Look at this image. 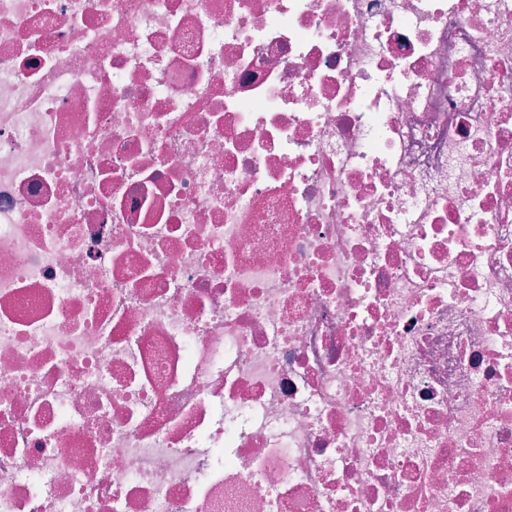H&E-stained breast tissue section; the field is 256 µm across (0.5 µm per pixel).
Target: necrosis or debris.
Instances as JSON below:
<instances>
[{
    "instance_id": "obj_1",
    "label": "necrosis or debris",
    "mask_w": 512,
    "mask_h": 512,
    "mask_svg": "<svg viewBox=\"0 0 512 512\" xmlns=\"http://www.w3.org/2000/svg\"><path fill=\"white\" fill-rule=\"evenodd\" d=\"M0 512H512V0H0Z\"/></svg>"
}]
</instances>
